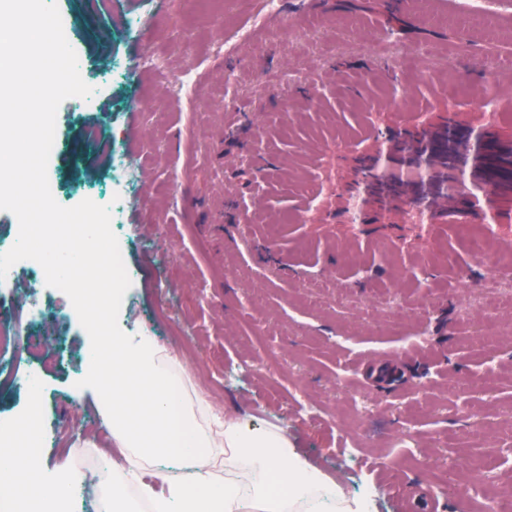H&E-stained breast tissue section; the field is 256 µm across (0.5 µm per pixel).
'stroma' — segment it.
<instances>
[{
	"label": "stroma",
	"instance_id": "35a3bbf8",
	"mask_svg": "<svg viewBox=\"0 0 512 512\" xmlns=\"http://www.w3.org/2000/svg\"><path fill=\"white\" fill-rule=\"evenodd\" d=\"M259 2L56 0L94 90L57 112L58 202L103 188L122 146L135 277L121 330L157 337L217 409L286 428L371 512H399L373 459L402 491H441L442 512H480L489 491L512 490V461L495 455L512 446V278L475 260L461 225L346 185L357 150L387 159L388 130L423 113L512 130V0H489L487 24L461 34L457 0H282L252 41L213 56ZM150 52L173 75L198 63L199 96L141 70L113 79V62ZM68 336V365L46 376L55 442L40 470L65 462V444L84 449L105 473L89 506L105 512L113 480L153 466L113 442L82 379L89 338Z\"/></svg>",
	"mask_w": 512,
	"mask_h": 512
}]
</instances>
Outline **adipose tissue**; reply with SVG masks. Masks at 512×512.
Masks as SVG:
<instances>
[{"instance_id": "adipose-tissue-1", "label": "adipose tissue", "mask_w": 512, "mask_h": 512, "mask_svg": "<svg viewBox=\"0 0 512 512\" xmlns=\"http://www.w3.org/2000/svg\"><path fill=\"white\" fill-rule=\"evenodd\" d=\"M89 357L92 379L107 391L102 415L113 440L166 469L161 483H140L154 512H368L341 486L294 451L288 432L224 415L179 389L180 364L153 337L104 334ZM224 451V481L214 482L215 449ZM85 478L67 466L46 478L27 468L0 470V503L45 512L63 484Z\"/></svg>"}]
</instances>
